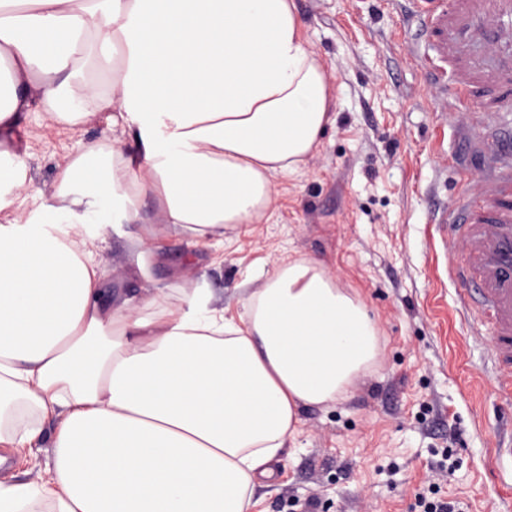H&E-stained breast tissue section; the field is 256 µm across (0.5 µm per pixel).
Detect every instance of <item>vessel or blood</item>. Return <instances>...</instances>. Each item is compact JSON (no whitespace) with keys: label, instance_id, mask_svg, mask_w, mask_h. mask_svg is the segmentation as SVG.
<instances>
[{"label":"vessel or blood","instance_id":"vessel-or-blood-1","mask_svg":"<svg viewBox=\"0 0 512 512\" xmlns=\"http://www.w3.org/2000/svg\"><path fill=\"white\" fill-rule=\"evenodd\" d=\"M434 53L430 78L448 63L456 103L469 114H512V0H409ZM494 178L464 183V203L447 222L448 274L470 323L489 322L496 392L512 407V134L486 144Z\"/></svg>","mask_w":512,"mask_h":512}]
</instances>
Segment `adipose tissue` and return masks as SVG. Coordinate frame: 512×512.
Wrapping results in <instances>:
<instances>
[{
    "instance_id": "1",
    "label": "adipose tissue",
    "mask_w": 512,
    "mask_h": 512,
    "mask_svg": "<svg viewBox=\"0 0 512 512\" xmlns=\"http://www.w3.org/2000/svg\"><path fill=\"white\" fill-rule=\"evenodd\" d=\"M294 0H0V447L52 460L0 480V512H253L300 410L347 399L381 353L358 294L295 258L227 315L174 278L150 318L113 297L97 260L140 221L135 264L275 212L332 120L336 91ZM68 126L118 113L140 148L89 144L38 198L21 114ZM55 432V423L49 422L46 424L44 432L41 436V439L38 443V446L41 448H32L33 453L36 457L30 458L29 456L26 458V461L19 455L10 456L8 452L4 449H0V456L6 455L9 457V461L5 464V466H0V479L7 478L12 482H28L34 476V470L31 469L33 466V462H38L42 469H44L45 464L48 461H51V448L50 444L52 441V437ZM29 460L32 462H29ZM28 461V462H27Z\"/></svg>"
}]
</instances>
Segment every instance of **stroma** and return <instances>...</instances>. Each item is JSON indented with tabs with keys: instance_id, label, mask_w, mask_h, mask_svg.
I'll list each match as a JSON object with an SVG mask.
<instances>
[{
	"instance_id": "stroma-1",
	"label": "stroma",
	"mask_w": 512,
	"mask_h": 512,
	"mask_svg": "<svg viewBox=\"0 0 512 512\" xmlns=\"http://www.w3.org/2000/svg\"><path fill=\"white\" fill-rule=\"evenodd\" d=\"M296 4L338 100L301 172L275 179V214L206 248L162 237L166 259L146 278L129 244L141 227L123 225L99 256L106 279L138 298L180 275L233 308L240 284L261 287L304 257L377 320V365L347 401L302 409L274 478L256 491L259 512H414L432 485L457 512H512V461L496 456V430L512 425V411L498 404L485 364L491 329L462 321L437 226L461 172L479 169L467 118L436 108L443 90L425 75L427 43L408 0ZM112 136L102 116L68 129L32 114L17 142L48 194L83 146Z\"/></svg>"
}]
</instances>
